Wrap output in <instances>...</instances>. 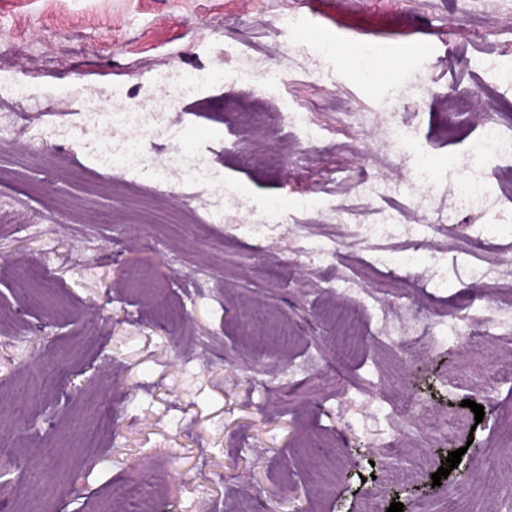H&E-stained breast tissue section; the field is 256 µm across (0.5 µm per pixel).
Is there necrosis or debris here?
<instances>
[{
    "label": "necrosis or debris",
    "instance_id": "necrosis-or-debris-1",
    "mask_svg": "<svg viewBox=\"0 0 512 512\" xmlns=\"http://www.w3.org/2000/svg\"><path fill=\"white\" fill-rule=\"evenodd\" d=\"M386 54L396 55L400 61V77L391 98L381 105L380 120L386 143L395 148L413 137L405 115L422 106L425 89L420 77L429 58L410 45H392L375 38L362 41L356 58L367 63ZM483 68L485 91L497 111L512 112V58L485 59ZM226 79V73L220 71L204 76L197 70H163L151 76L143 91L129 92L117 106L108 108L98 99H87L75 125L53 126L47 134L76 141L93 165L121 174L126 183L135 185L151 178L160 190L197 199L210 216L220 219L225 211L241 208L240 192L225 187L224 175L213 165L207 148L179 145V131L167 115L186 92L201 94ZM458 135L465 144L467 171L456 181L455 206L473 212L489 210L497 201L490 175L497 169H512V124L491 119L479 130L462 129ZM159 142L170 146L161 156L152 151ZM436 174L430 157L418 153L411 171V181L417 186L413 205L425 217L435 211Z\"/></svg>",
    "mask_w": 512,
    "mask_h": 512
}]
</instances>
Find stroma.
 Returning <instances> with one entry per match:
<instances>
[{"label": "stroma", "mask_w": 512, "mask_h": 512, "mask_svg": "<svg viewBox=\"0 0 512 512\" xmlns=\"http://www.w3.org/2000/svg\"><path fill=\"white\" fill-rule=\"evenodd\" d=\"M455 2L0 0V80L39 93L0 100L15 117L0 132V277L31 289L0 320V465L22 471L0 486V512H99L114 487L142 483L153 512H211L217 497L224 512H363L371 492L379 512H445L452 497L468 512H512V474L487 466L512 455V378L489 395L477 380L512 360V333L477 322L512 291V247L493 255L498 274L484 283L461 264L475 240L512 233V198L460 212L446 183L447 223L368 243L371 205L355 187L362 171L388 182L404 224L422 223L407 208L409 160L374 126L399 73L383 56L365 82L350 65L357 43L381 32L425 48L422 83L436 96L478 84L477 57H512V0ZM240 47L268 66L298 58L282 90L325 142L291 145L276 102L251 113L245 82L187 96L170 118L203 128L245 202L279 199L283 219L263 237L239 228L241 213L211 224L151 184L125 188L42 135L86 97L113 105L158 68L235 69ZM411 119L436 169L462 168L465 145L437 136L431 105ZM316 194L327 211L301 209ZM315 239L335 242L334 263L312 253ZM406 246L416 269L390 278L372 266L373 251ZM341 279L368 289L377 311L334 292ZM62 302L79 318L63 329ZM444 313L459 337H428ZM42 361L71 383L63 411L46 409L54 382L30 383ZM458 449V467L433 485Z\"/></svg>", "instance_id": "stroma-1"}]
</instances>
